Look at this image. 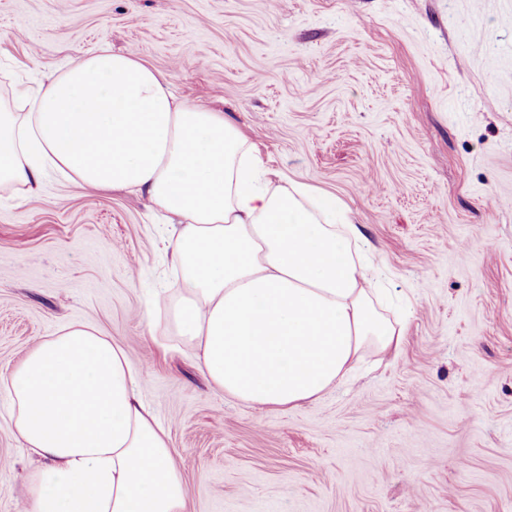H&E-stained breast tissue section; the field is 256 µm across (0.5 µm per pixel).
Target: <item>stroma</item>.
<instances>
[{
    "mask_svg": "<svg viewBox=\"0 0 512 512\" xmlns=\"http://www.w3.org/2000/svg\"><path fill=\"white\" fill-rule=\"evenodd\" d=\"M222 111L283 181L356 218L400 353L267 411L224 396L152 294L145 198L0 185V375L71 321L148 368L191 512H512V0H0V102L101 45ZM0 388V512L35 462Z\"/></svg>",
    "mask_w": 512,
    "mask_h": 512,
    "instance_id": "stroma-1",
    "label": "stroma"
}]
</instances>
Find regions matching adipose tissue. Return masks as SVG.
Wrapping results in <instances>:
<instances>
[{"label": "adipose tissue", "instance_id": "ef3b65f1", "mask_svg": "<svg viewBox=\"0 0 512 512\" xmlns=\"http://www.w3.org/2000/svg\"><path fill=\"white\" fill-rule=\"evenodd\" d=\"M137 193L172 223L180 298L155 295L225 396L278 411L346 381L366 347L398 353L405 328L375 305L353 219L304 185L273 186L223 112L177 98L167 76L104 46L0 113V183L46 172ZM148 378L96 327L32 347L0 387L39 465L23 512H189L169 433L139 398Z\"/></svg>", "mask_w": 512, "mask_h": 512}]
</instances>
